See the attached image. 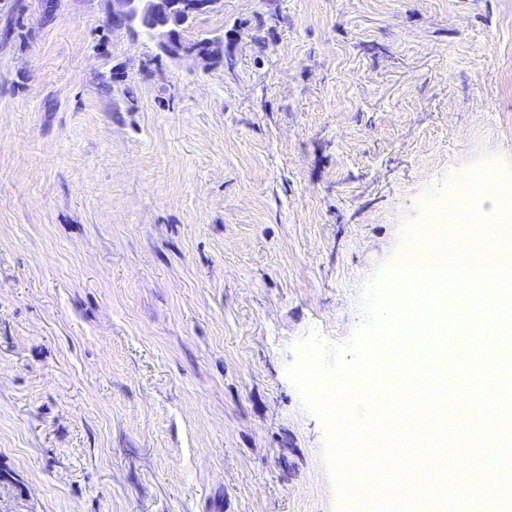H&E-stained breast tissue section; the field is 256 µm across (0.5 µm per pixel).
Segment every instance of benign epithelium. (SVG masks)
<instances>
[{
    "instance_id": "1",
    "label": "benign epithelium",
    "mask_w": 512,
    "mask_h": 512,
    "mask_svg": "<svg viewBox=\"0 0 512 512\" xmlns=\"http://www.w3.org/2000/svg\"><path fill=\"white\" fill-rule=\"evenodd\" d=\"M108 19L115 29L130 28L134 21L155 40L166 55L177 57L188 53L209 63L224 57V40H208L202 49L190 52L177 45V35L166 27V20L187 21L214 11L219 0H107Z\"/></svg>"
}]
</instances>
